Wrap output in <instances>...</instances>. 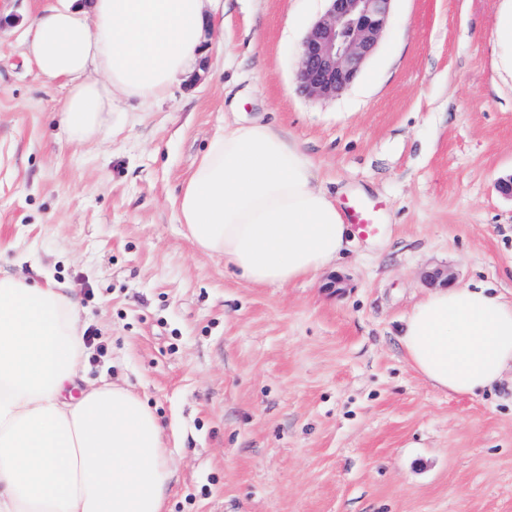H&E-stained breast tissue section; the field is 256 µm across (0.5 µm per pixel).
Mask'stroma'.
<instances>
[{
  "mask_svg": "<svg viewBox=\"0 0 512 512\" xmlns=\"http://www.w3.org/2000/svg\"><path fill=\"white\" fill-rule=\"evenodd\" d=\"M39 0H0V271L72 288L89 378L164 428V512H512V374L448 396L399 326L444 269L512 299V46L502 0H393L376 53L314 99L296 54L325 0H212L203 67L75 142L25 54ZM293 137L377 243L259 287L196 250L171 204L225 123Z\"/></svg>",
  "mask_w": 512,
  "mask_h": 512,
  "instance_id": "35a3bbf8",
  "label": "stroma"
}]
</instances>
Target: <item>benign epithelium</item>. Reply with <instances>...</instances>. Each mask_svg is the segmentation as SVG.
<instances>
[{
    "label": "benign epithelium",
    "instance_id": "1",
    "mask_svg": "<svg viewBox=\"0 0 512 512\" xmlns=\"http://www.w3.org/2000/svg\"><path fill=\"white\" fill-rule=\"evenodd\" d=\"M325 14L308 28L298 50L295 79L311 98H333L356 80L376 52L392 0H326Z\"/></svg>",
    "mask_w": 512,
    "mask_h": 512
}]
</instances>
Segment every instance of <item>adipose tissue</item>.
Wrapping results in <instances>:
<instances>
[{
	"label": "adipose tissue",
	"instance_id": "ef3b65f1",
	"mask_svg": "<svg viewBox=\"0 0 512 512\" xmlns=\"http://www.w3.org/2000/svg\"><path fill=\"white\" fill-rule=\"evenodd\" d=\"M205 0H49L27 29L45 81L68 88L73 138L100 132L113 97L150 101L206 55ZM172 205L196 249L257 286L336 263L356 240L300 145L273 125L225 126ZM79 309L65 289L0 278V512H162L172 471L162 427L131 389L85 376ZM432 387L478 395L512 368V301L439 288L400 328Z\"/></svg>",
	"mask_w": 512,
	"mask_h": 512
}]
</instances>
